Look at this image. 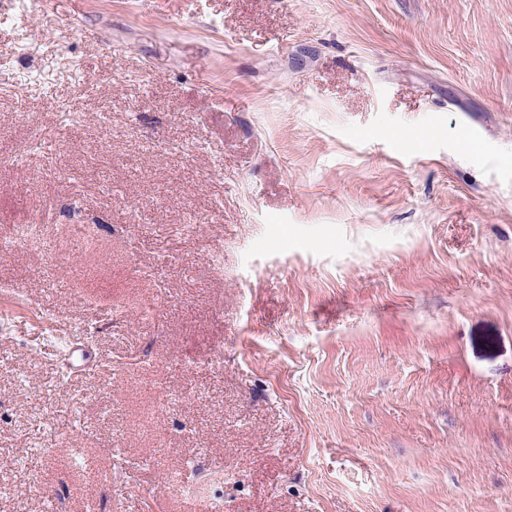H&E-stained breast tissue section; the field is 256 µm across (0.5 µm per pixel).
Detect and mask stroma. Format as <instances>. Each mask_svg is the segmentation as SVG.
<instances>
[{
  "label": "stroma",
  "mask_w": 512,
  "mask_h": 512,
  "mask_svg": "<svg viewBox=\"0 0 512 512\" xmlns=\"http://www.w3.org/2000/svg\"><path fill=\"white\" fill-rule=\"evenodd\" d=\"M1 238L0 512H512V0H0Z\"/></svg>",
  "instance_id": "obj_1"
}]
</instances>
